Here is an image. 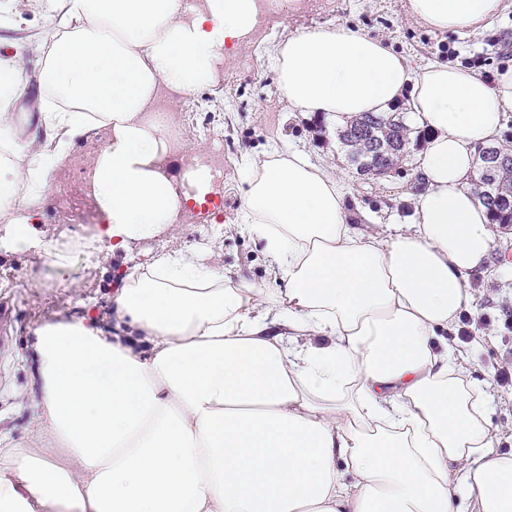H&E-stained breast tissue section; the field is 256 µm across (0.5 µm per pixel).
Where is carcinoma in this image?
Returning a JSON list of instances; mask_svg holds the SVG:
<instances>
[{"instance_id":"1","label":"carcinoma","mask_w":512,"mask_h":512,"mask_svg":"<svg viewBox=\"0 0 512 512\" xmlns=\"http://www.w3.org/2000/svg\"><path fill=\"white\" fill-rule=\"evenodd\" d=\"M411 129L399 112L365 113L348 122L340 130L343 143L350 147L349 161L356 169L365 168L375 148H380L381 165L398 171L408 156ZM502 163L496 187L482 199V204L496 224H512V149Z\"/></svg>"}]
</instances>
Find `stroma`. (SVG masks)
<instances>
[{
	"label": "stroma",
	"instance_id": "obj_1",
	"mask_svg": "<svg viewBox=\"0 0 512 512\" xmlns=\"http://www.w3.org/2000/svg\"><path fill=\"white\" fill-rule=\"evenodd\" d=\"M272 28H261L246 46L224 57V75L215 88L195 94L198 112L181 136L188 149L205 150L209 141L199 128L210 125L224 135V181L209 195L210 208L194 207L181 224L165 233L133 244L129 253L86 259L76 242L81 227L60 224L50 208H42L37 227L55 245L50 260L29 251H0V298L13 308L8 350L0 349V444L50 456L54 449L39 435V410L34 396L39 389L37 363L30 345L33 331L51 318L95 316L105 332L115 330L112 290L128 270L163 250H191L207 263L223 269L233 281L258 288L272 287L269 262L262 243L237 233L235 216L243 193L237 180L242 154L257 153L272 144L305 149L312 159L335 166L345 180L347 206L355 226L372 231L387 224L406 223L411 208L403 193L416 177L420 143H412L401 173L368 179L351 166L343 146L328 135L323 122L290 116L280 96L269 63V50L281 38L302 31L343 24L384 40L408 58L413 69L439 60L486 76L512 67V0L495 19L475 31L459 35L435 32L413 21L409 0H321L306 7L275 9ZM41 60L25 53L26 91L17 100L15 135L25 141L51 144L56 133L45 126L42 112L51 98L39 85ZM496 244L488 272L470 277L473 301L465 312L469 338L451 334L464 352L472 380L487 386L494 398L490 415L499 439V451L512 452V385L499 381L503 367L512 365V224L495 227Z\"/></svg>",
	"mask_w": 512,
	"mask_h": 512
}]
</instances>
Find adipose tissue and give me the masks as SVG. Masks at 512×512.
I'll list each match as a JSON object with an SVG mask.
<instances>
[{"label": "adipose tissue", "mask_w": 512, "mask_h": 512, "mask_svg": "<svg viewBox=\"0 0 512 512\" xmlns=\"http://www.w3.org/2000/svg\"><path fill=\"white\" fill-rule=\"evenodd\" d=\"M504 0H410L412 19L466 33ZM56 36L39 82L72 99L13 139L20 54L0 57V248L40 256L33 227L74 139L109 125L95 200L110 252L181 222L186 200L151 170L163 92L214 87L228 47L262 24L260 0H40ZM294 114L344 123L406 100L425 130L413 221L356 231L342 178L298 149L242 156L241 234L265 243L272 288L235 284L192 253H156L114 296L117 335L63 318L34 331L42 436L63 461L0 448V512H512V454L496 451L492 396L445 333L494 247L467 184L476 145L512 111V69L441 61L413 71L383 40L336 25L274 44ZM147 351H134L130 337Z\"/></svg>", "instance_id": "1"}]
</instances>
